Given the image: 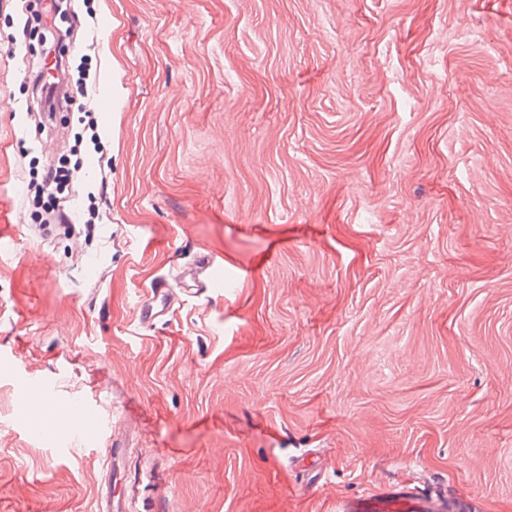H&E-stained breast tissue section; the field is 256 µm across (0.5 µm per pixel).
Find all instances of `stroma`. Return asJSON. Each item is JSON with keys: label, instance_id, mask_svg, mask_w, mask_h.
Here are the masks:
<instances>
[{"label": "stroma", "instance_id": "stroma-1", "mask_svg": "<svg viewBox=\"0 0 512 512\" xmlns=\"http://www.w3.org/2000/svg\"><path fill=\"white\" fill-rule=\"evenodd\" d=\"M70 3L93 86L49 120L0 0V512L105 486L330 512L402 476L512 512V0ZM51 164L90 236L26 192ZM203 250L228 285L142 328L140 293Z\"/></svg>", "mask_w": 512, "mask_h": 512}]
</instances>
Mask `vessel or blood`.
Wrapping results in <instances>:
<instances>
[{
  "instance_id": "obj_1",
  "label": "vessel or blood",
  "mask_w": 512,
  "mask_h": 512,
  "mask_svg": "<svg viewBox=\"0 0 512 512\" xmlns=\"http://www.w3.org/2000/svg\"><path fill=\"white\" fill-rule=\"evenodd\" d=\"M223 281V268L215 264L209 253H201L177 274L175 281L158 280L140 296L142 324L150 327L161 321L176 295L198 294ZM475 509L474 500L452 498L439 488L398 480L337 502L335 512H475Z\"/></svg>"
}]
</instances>
